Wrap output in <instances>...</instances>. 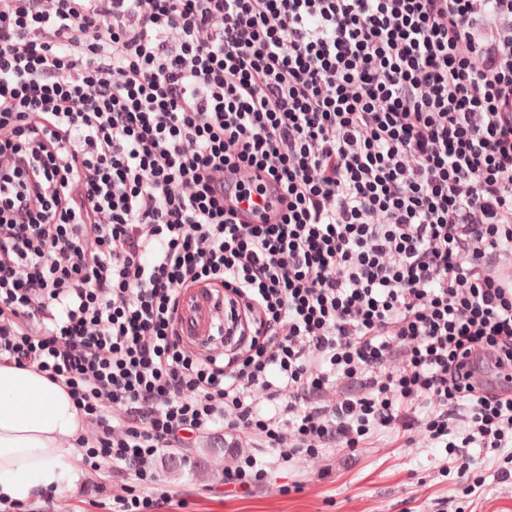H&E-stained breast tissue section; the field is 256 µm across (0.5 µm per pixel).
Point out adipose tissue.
I'll list each match as a JSON object with an SVG mask.
<instances>
[{"instance_id": "adipose-tissue-1", "label": "adipose tissue", "mask_w": 512, "mask_h": 512, "mask_svg": "<svg viewBox=\"0 0 512 512\" xmlns=\"http://www.w3.org/2000/svg\"><path fill=\"white\" fill-rule=\"evenodd\" d=\"M82 428L62 383L0 361V502L26 503L75 480Z\"/></svg>"}]
</instances>
